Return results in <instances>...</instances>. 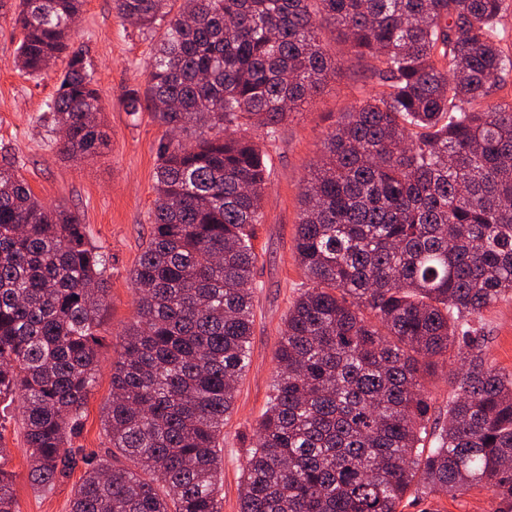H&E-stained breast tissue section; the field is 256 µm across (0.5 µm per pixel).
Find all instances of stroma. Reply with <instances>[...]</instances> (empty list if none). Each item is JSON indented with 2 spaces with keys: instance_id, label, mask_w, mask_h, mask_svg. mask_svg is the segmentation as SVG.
<instances>
[{
  "instance_id": "obj_1",
  "label": "stroma",
  "mask_w": 512,
  "mask_h": 512,
  "mask_svg": "<svg viewBox=\"0 0 512 512\" xmlns=\"http://www.w3.org/2000/svg\"><path fill=\"white\" fill-rule=\"evenodd\" d=\"M21 37L11 15L0 14V165L12 163L45 206L78 216L87 240L109 259V310L101 329L99 370L81 409V426L72 439L73 447L82 453L101 456L109 449L101 415L112 396V363L123 329L137 318L130 271L150 238L157 148L165 135L151 113L133 115L124 109L130 93L145 90L153 42L121 22L112 0H84L72 46L82 50L92 65L109 145L98 156L76 162L59 153L60 135L42 117L67 61L59 59L41 76H28L14 63ZM321 39L342 65L312 101L293 113L268 148L264 219L256 227L254 240L251 365L220 436L222 512H239L242 467L272 393L281 327L304 282L294 250L301 187L341 114L351 109L363 90L376 85L364 64L349 54L334 27H324ZM484 319L491 338V361L512 372V299L486 310ZM0 445L13 474L17 512H69L80 475L72 473L46 492L32 488L19 403H12L0 418ZM492 501L489 491L477 488L456 499L409 500L402 512H492Z\"/></svg>"
}]
</instances>
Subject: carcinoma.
Listing matches in <instances>:
<instances>
[{
  "label": "carcinoma",
  "mask_w": 512,
  "mask_h": 512,
  "mask_svg": "<svg viewBox=\"0 0 512 512\" xmlns=\"http://www.w3.org/2000/svg\"><path fill=\"white\" fill-rule=\"evenodd\" d=\"M83 0H0L32 76L69 52L44 116L60 151L108 145L90 64L71 48ZM163 32L147 71L160 142L149 242L131 271L137 320L112 369L102 428L70 439L95 386L106 259L78 218L0 167V403L20 400L40 491L84 473L69 512H222L219 439L250 365L253 229L266 147L336 75L332 25L381 89L343 113L301 189L292 302L277 374L243 467L240 512H401L407 494L485 488L512 512V373L487 363L483 312L512 298L509 0H113ZM258 132L256 142L250 132ZM459 363L425 448V381ZM0 512H16L0 449Z\"/></svg>",
  "instance_id": "obj_1"
}]
</instances>
